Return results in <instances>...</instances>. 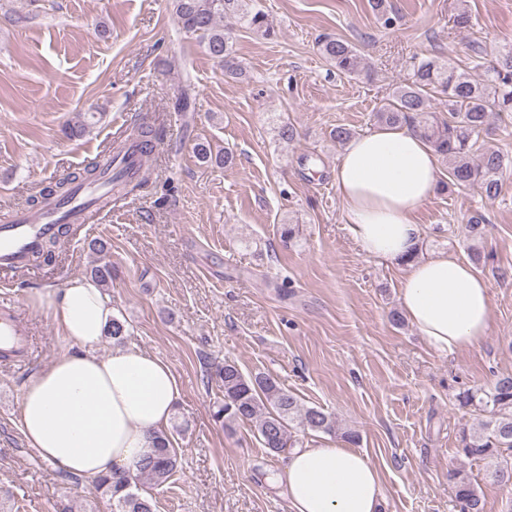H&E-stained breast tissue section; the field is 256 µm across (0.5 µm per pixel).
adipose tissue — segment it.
<instances>
[{
  "instance_id": "1",
  "label": "adipose tissue",
  "mask_w": 512,
  "mask_h": 512,
  "mask_svg": "<svg viewBox=\"0 0 512 512\" xmlns=\"http://www.w3.org/2000/svg\"><path fill=\"white\" fill-rule=\"evenodd\" d=\"M438 174L436 155L418 132L383 126L346 143L335 181L358 248L408 262L402 310L432 350L452 353L486 335L493 311L488 281L468 262L445 253L411 258L420 235L415 214L433 195ZM33 299L51 310L69 349L23 387L19 421L27 442L48 464L82 478L136 471L181 399L175 372L137 347L97 354L114 312L94 279L75 274ZM279 480L292 512L380 510V472L353 448H295Z\"/></svg>"
}]
</instances>
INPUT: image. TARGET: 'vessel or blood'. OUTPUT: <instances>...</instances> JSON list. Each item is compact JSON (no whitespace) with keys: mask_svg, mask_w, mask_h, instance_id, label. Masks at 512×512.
Instances as JSON below:
<instances>
[{"mask_svg":"<svg viewBox=\"0 0 512 512\" xmlns=\"http://www.w3.org/2000/svg\"><path fill=\"white\" fill-rule=\"evenodd\" d=\"M85 193H77L61 213L49 212L39 217L14 215L0 224V271L23 274L30 270V259L43 237L52 233L59 216L74 224H85L93 216ZM24 343L21 329L6 304H0V346L19 347Z\"/></svg>","mask_w":512,"mask_h":512,"instance_id":"obj_1","label":"vessel or blood"}]
</instances>
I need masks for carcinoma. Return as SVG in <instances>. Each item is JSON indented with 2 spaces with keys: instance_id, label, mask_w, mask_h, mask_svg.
Instances as JSON below:
<instances>
[{
  "instance_id": "carcinoma-1",
  "label": "carcinoma",
  "mask_w": 512,
  "mask_h": 512,
  "mask_svg": "<svg viewBox=\"0 0 512 512\" xmlns=\"http://www.w3.org/2000/svg\"><path fill=\"white\" fill-rule=\"evenodd\" d=\"M180 28L196 35L207 55L224 65L230 77L241 74L235 58L232 36L224 30V18L234 16L247 28L266 38L275 36L274 25L261 11L248 8L247 0H173ZM323 56L347 76H359L368 70L364 58L351 43L339 38L320 42ZM484 76L473 78L451 62L439 57L422 59L414 65L410 84L396 88L392 100L375 113L387 125L408 123L423 133L436 155L448 163V181L441 188L476 186L488 199L501 192L500 177L512 161L497 150L473 153V137L494 116L512 113V44H506L484 64ZM440 92L447 98L448 116L439 117L431 111L429 93ZM175 109L189 112L192 108L191 85L178 86ZM95 115L79 114L67 124L63 133L80 137L91 125ZM161 129L146 124L134 127L131 139L118 145L110 160L88 162L69 178L44 185L31 200L34 211L62 205L73 198L82 186L97 185L112 174V194L100 198L109 202L111 195L121 194L139 186L138 169L126 165L129 149L150 160ZM72 233L69 224H59L44 238L33 256L38 266H52L58 253ZM97 258L90 274L104 288L112 287V259L104 245L96 248ZM214 375L223 403L213 413L224 427L242 422L253 427V433L268 453L279 454L295 447L292 430L308 433H336L335 417L320 407L303 404L293 392L272 376H246L230 360L215 367ZM459 406L481 416L477 426L462 430L456 452L470 461L495 462L494 479L503 484L512 482V374L499 375L485 388L468 389L457 396ZM179 449L167 429L157 436V448L140 463L137 472L112 479L103 476L92 481L95 491L106 497L111 512H155L152 490L168 483L178 472ZM454 501L459 512H483L482 499L463 471L450 474Z\"/></svg>"
}]
</instances>
